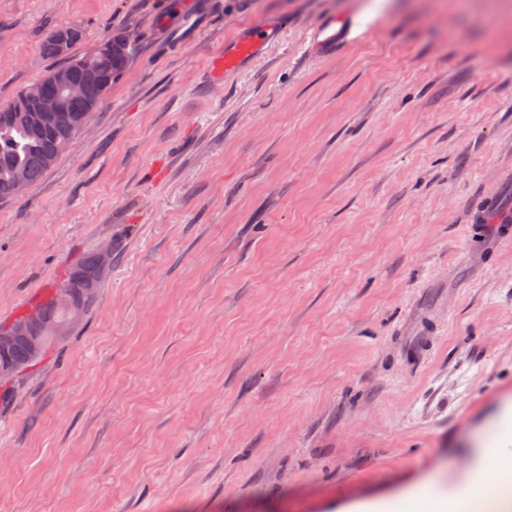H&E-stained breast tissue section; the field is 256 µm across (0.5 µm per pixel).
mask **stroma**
<instances>
[{
    "mask_svg": "<svg viewBox=\"0 0 512 512\" xmlns=\"http://www.w3.org/2000/svg\"><path fill=\"white\" fill-rule=\"evenodd\" d=\"M350 42L307 57L319 18ZM270 42L221 84L212 53ZM125 43L0 202V326L102 243L96 305L0 402V512H347L472 485L512 431V0H0Z\"/></svg>",
    "mask_w": 512,
    "mask_h": 512,
    "instance_id": "35a3bbf8",
    "label": "stroma"
}]
</instances>
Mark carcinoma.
I'll return each instance as SVG.
<instances>
[{
  "label": "carcinoma",
  "mask_w": 512,
  "mask_h": 512,
  "mask_svg": "<svg viewBox=\"0 0 512 512\" xmlns=\"http://www.w3.org/2000/svg\"><path fill=\"white\" fill-rule=\"evenodd\" d=\"M66 36L70 37L71 48L82 38L69 27L56 28L47 33L42 44L43 52L61 60L62 67L76 59L70 51L65 54L61 52V39ZM126 62L127 53L122 50L101 59L96 68L74 71V78L88 87L93 97L80 99L58 92L64 111L45 113L38 128L33 124L34 113L29 111L33 105L30 92L46 84L51 72L21 88L8 104L0 107V201L11 200L31 188L56 164L63 154L61 142L72 143L79 134L77 125L91 121L103 99L99 95L100 89L112 87V75L120 73ZM90 275L96 277V286H101L103 276L99 273L96 251L85 256L73 271L50 290L45 300L36 304L53 324V329L45 332L48 336L45 353H50L57 343L68 336L95 304L98 290L89 292L81 287V279ZM61 294L69 297L65 305L58 301ZM5 358L21 367L31 368L38 364L22 341L14 343L6 351H0V361Z\"/></svg>",
  "instance_id": "carcinoma-1"
}]
</instances>
